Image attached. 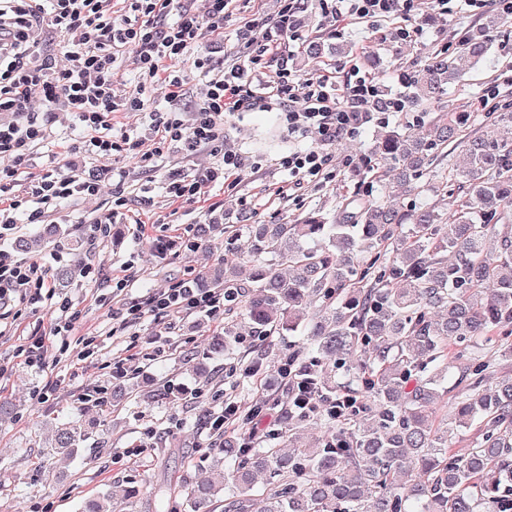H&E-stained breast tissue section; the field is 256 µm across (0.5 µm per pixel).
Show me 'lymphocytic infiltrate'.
I'll list each match as a JSON object with an SVG mask.
<instances>
[{"label":"lymphocytic infiltrate","mask_w":512,"mask_h":512,"mask_svg":"<svg viewBox=\"0 0 512 512\" xmlns=\"http://www.w3.org/2000/svg\"><path fill=\"white\" fill-rule=\"evenodd\" d=\"M112 0H0V238L13 229L11 214L22 200L14 194L22 169L27 168L32 149L49 136L58 112L71 113L86 129L84 140L72 144V151L109 156L115 153L146 166L151 153L142 151L139 141L112 137V115L142 111L140 95L116 96L112 88V66L119 53L133 48L146 82H168L171 97H178L182 80L179 63L198 45L204 34L217 35L224 29L231 0H125L121 22L112 20ZM331 13L339 19L387 17L411 10L412 0H330ZM176 10L174 22H167L169 10ZM292 7H283L263 37H256L257 21L246 22L238 36L244 47H258L259 55L246 65L215 74L197 106L191 123H183L176 112L159 116L154 125L159 145H178L194 153L218 141L228 112H244L260 102L252 88L251 66L261 53L277 44L281 35L293 32L287 17ZM62 39L65 65L45 48L43 34ZM269 94L288 106V131L312 138L313 147L296 150L282 160L289 176L297 179L329 177L337 158L331 147L355 136L372 113L398 111L401 96L384 97L374 77L350 67L344 82L322 75L303 80L289 69H281ZM44 109H30L32 99ZM239 154L224 155L221 170H209L190 180L171 179L167 189L174 199L199 198L219 175L241 171ZM99 185L91 178H76L50 169L30 180L27 197L34 207L28 223H38L43 205L75 195H96ZM19 301L29 305L53 302L58 313L51 337H29L21 349L27 367L43 370L49 347L68 351L80 312L68 300H56L45 266L16 258L0 249V308ZM156 314L202 312L209 317L224 313V295L176 284L156 293L148 302L127 301V318H140L144 310Z\"/></svg>","instance_id":"lymphocytic-infiltrate-1"}]
</instances>
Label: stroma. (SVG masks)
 I'll return each mask as SVG.
<instances>
[{"label": "stroma", "instance_id": "obj_1", "mask_svg": "<svg viewBox=\"0 0 512 512\" xmlns=\"http://www.w3.org/2000/svg\"><path fill=\"white\" fill-rule=\"evenodd\" d=\"M297 6L298 35L282 37L263 60L265 80L276 77L288 65L301 79H314L335 72L339 63L326 56L320 63L305 62L303 45L311 37L327 44H347L370 51L382 60L376 72L385 94L398 92L399 70L420 67L428 53L450 50L457 44L460 28L479 32L483 15L465 11L442 14L434 0H415L411 10L395 17L370 18L342 26L322 12L318 0H235L224 20V32L206 36L195 56L208 57L215 67L242 63L246 51L238 32L246 21L275 20L288 2ZM413 30L411 40L394 39L396 29ZM186 58L180 69L183 86L179 98L167 95L165 85L144 86L134 50L119 55L114 65L116 92L125 95L144 88L146 106L140 112H117L112 116V135L140 140L143 150L153 152L152 163L138 167L127 158L109 159L83 152L57 154L58 146L84 136L82 126L71 115L59 114L48 140L33 149L30 171L40 174L49 165L62 173L94 176L100 191L92 197L74 196L46 208L42 224L59 225L67 244L51 242L31 253L34 261L61 254L62 266L75 269L71 284L60 289V297L71 299L81 310L76 326L79 336L96 337L98 351L77 363L75 351L59 354L50 350L44 371L34 372L16 356L28 336L52 333L54 315L48 307L31 309L10 306L0 316V400L24 399L21 417L0 422V512H76L85 498L108 491L115 483L135 485L139 494L116 501V512H151L161 487L176 481L193 484L213 478L210 456L221 453L220 444L203 427L202 411L214 408L215 396L235 393L238 403H263L272 416H280L284 394L275 373L260 383L233 391L229 361L209 357L205 351L224 323L207 316L144 315L118 326L116 317L126 297H148L181 279L195 280L224 258V235L210 232L206 247L191 250L187 241L196 239L209 225L292 224L314 208L334 214L336 204L357 184V167L338 168L335 176L308 180L290 187L288 173L280 161L288 152L309 146V139L289 137L287 111L278 101L265 99L252 110L224 118L222 146L204 148L193 155L172 146L156 150L152 126L156 114L178 111L190 120L204 77ZM501 94L512 93V26L494 33L487 61L449 89L441 100L389 114L387 121L364 123L359 133L335 146L338 156L359 158L367 152L381 126L411 127L425 116L440 112H466L471 116L468 132H480L487 115L477 104L488 85ZM239 153L245 167L237 178L213 183L204 198L176 201L166 186L172 174L193 178L199 171L219 166L224 151ZM15 237H33L42 224L27 221L25 210L15 211ZM125 290H117L119 280ZM137 342V356L127 363L126 383L130 393L114 406L93 407L84 402L111 382L108 368L113 357L125 355L126 346ZM162 345L160 360H146V353ZM50 385L49 398L37 403L34 387ZM70 422L86 433L68 468L41 463L43 450L36 436L51 433ZM143 446L141 455L129 448Z\"/></svg>", "mask_w": 512, "mask_h": 512}]
</instances>
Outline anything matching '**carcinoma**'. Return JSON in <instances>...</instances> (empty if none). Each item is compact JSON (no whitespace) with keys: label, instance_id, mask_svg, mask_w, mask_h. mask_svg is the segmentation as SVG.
Here are the masks:
<instances>
[{"label":"carcinoma","instance_id":"obj_1","mask_svg":"<svg viewBox=\"0 0 512 512\" xmlns=\"http://www.w3.org/2000/svg\"><path fill=\"white\" fill-rule=\"evenodd\" d=\"M505 23L492 14L455 53L429 54L408 104L441 99L487 59L489 36ZM491 112L494 121L474 136L455 113L413 129L385 127L362 158L379 189L395 171L404 193L417 196L423 172L456 145L465 165L438 178L464 197L446 219L432 206L385 205L357 192L329 218L311 211L298 224L247 226L245 252L235 235L224 240L227 253L249 257L251 280L237 279L226 260L198 287L224 290V305L242 311L252 337L303 329L308 346L286 359L304 388L288 390L284 424L272 433L254 427L260 406L239 411L243 435L224 440L233 462L224 484L171 487L158 508L183 495L195 508L222 501L224 512H512V377L490 383L512 365V231L500 230L512 220V101L495 100ZM240 338L231 318L209 353L226 354ZM274 359L260 350L241 372L255 377ZM339 369L347 382L336 380ZM454 371L461 389L450 408ZM298 395L318 408L293 406ZM309 420L332 435L301 444ZM472 428V448L455 456L448 430ZM84 438L75 425L58 430L53 458L70 462ZM256 471L269 485L260 496ZM135 496V487L117 486L79 512H112V499Z\"/></svg>","mask_w":512,"mask_h":512}]
</instances>
